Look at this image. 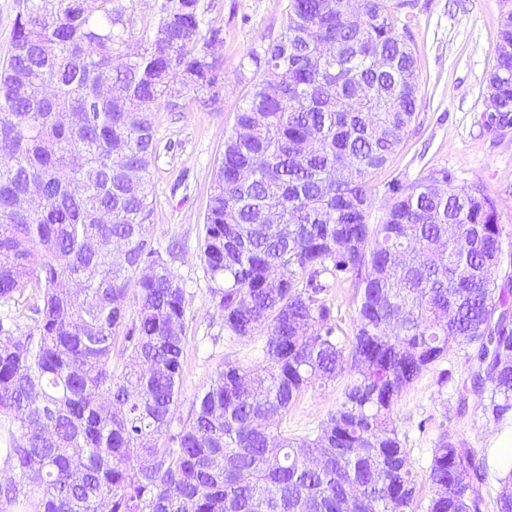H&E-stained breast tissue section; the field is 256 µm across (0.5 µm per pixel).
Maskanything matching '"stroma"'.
<instances>
[{"instance_id":"1","label":"stroma","mask_w":512,"mask_h":512,"mask_svg":"<svg viewBox=\"0 0 512 512\" xmlns=\"http://www.w3.org/2000/svg\"><path fill=\"white\" fill-rule=\"evenodd\" d=\"M208 18L223 31L224 78L216 105L163 109L156 115L157 158L151 169L156 246L180 242L172 269L189 294L179 415H187L194 395L232 361L249 367L263 358L265 336L238 338L224 328L199 259V241L217 160L231 132L250 80L239 64L250 51H263L282 32L287 0H201ZM409 21L419 75L417 118L398 150L371 178L370 223H380L393 201L392 187L407 186L447 170L455 188L478 185L494 200L505 249L512 250V128L498 135L484 126L486 77L498 47L501 0H392ZM323 300L336 315L340 340L352 338L359 290L351 277L331 280ZM474 352L451 351L405 391L393 416L419 475L420 495L429 498L428 466L442 433L453 435L476 457H487L492 472L480 487L483 512H497L503 464L495 438L512 428L487 416L477 397L457 414L464 382L475 369ZM345 379L305 391L280 424L288 436L316 435L343 396Z\"/></svg>"}]
</instances>
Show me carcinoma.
<instances>
[{
  "label": "carcinoma",
  "mask_w": 512,
  "mask_h": 512,
  "mask_svg": "<svg viewBox=\"0 0 512 512\" xmlns=\"http://www.w3.org/2000/svg\"><path fill=\"white\" fill-rule=\"evenodd\" d=\"M200 0H18L0 64V512H416L393 408L456 347L463 386L512 419V278L493 201L448 171L368 222L370 178L417 118L409 22L386 0H288L214 175L200 261L224 327L267 359L224 362L180 405L188 293L150 238L155 116L218 101L221 29ZM486 109L512 124V5ZM125 246L114 260L112 242ZM352 275L336 336L321 278ZM136 287H129L131 279ZM28 296L30 323L15 306ZM134 310H129L128 300ZM351 375L311 438L273 429L311 387ZM478 460L443 433L425 512H482ZM512 512V468L497 477Z\"/></svg>",
  "instance_id": "carcinoma-1"
}]
</instances>
